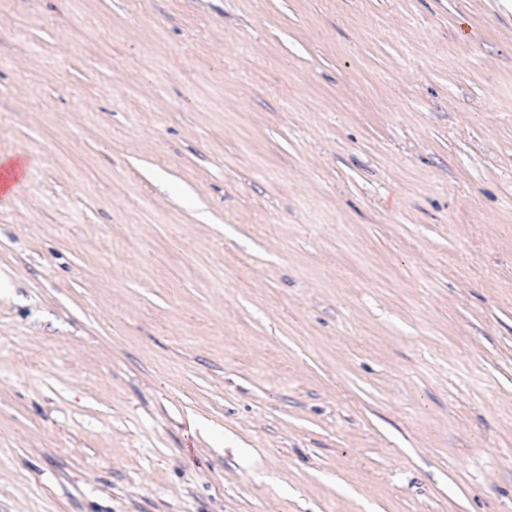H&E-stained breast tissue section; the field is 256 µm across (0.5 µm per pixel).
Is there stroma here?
Instances as JSON below:
<instances>
[{"label":"stroma","mask_w":512,"mask_h":512,"mask_svg":"<svg viewBox=\"0 0 512 512\" xmlns=\"http://www.w3.org/2000/svg\"><path fill=\"white\" fill-rule=\"evenodd\" d=\"M0 512H512V12L0 0Z\"/></svg>","instance_id":"35a3bbf8"}]
</instances>
